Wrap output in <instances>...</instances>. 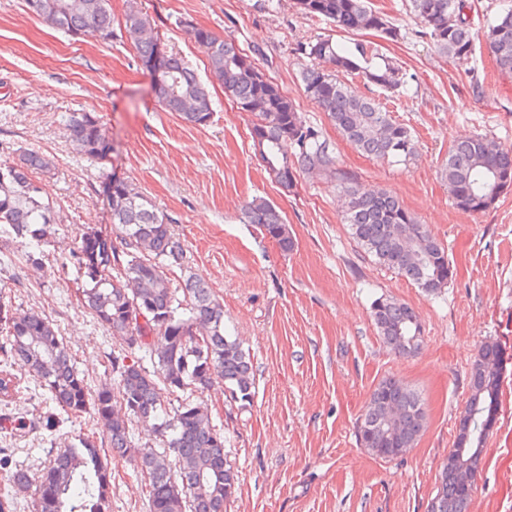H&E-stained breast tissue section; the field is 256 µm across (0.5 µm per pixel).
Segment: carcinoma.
<instances>
[{"instance_id":"carcinoma-1","label":"carcinoma","mask_w":512,"mask_h":512,"mask_svg":"<svg viewBox=\"0 0 512 512\" xmlns=\"http://www.w3.org/2000/svg\"><path fill=\"white\" fill-rule=\"evenodd\" d=\"M40 2L24 0L27 13L76 40L118 37L132 45L142 62L156 54L154 21L140 10L128 11L117 25L110 0H64L62 12L47 14L37 13ZM409 2L424 36L440 53L454 59L472 54L467 0ZM297 4L304 13L344 32L376 31L392 40L398 37L397 28L370 6V0H297ZM188 31L206 55L211 79L224 87V95L240 111L254 117L250 137L255 154L282 191L291 192L301 172L336 174V153L321 131L307 122L234 39L196 25ZM485 44L500 71L512 74V7L494 18ZM300 51L311 59L301 71L306 96L350 145L390 163L407 165L415 159L418 144L411 129L375 98L360 96L342 80L358 75L393 92L405 80L392 61L363 43L347 46L331 35L300 45ZM163 69L161 79H152L160 108L189 125H208L213 116L208 85L177 53L166 55ZM188 100L195 102L191 112L184 111ZM65 129L77 152L90 161H102L112 150L99 119L88 112L69 113ZM54 169L53 161L36 150L23 151L16 161L0 162V240L30 248L26 258L35 269L43 266V246L52 238L57 215L41 196L33 175ZM443 175L459 210L484 212L512 189V147L496 145L485 136L460 139L448 151ZM106 192L112 232L84 225L72 253L78 276L89 284L79 291V302L112 335L124 337L129 348L141 352L153 371L137 361L114 363L113 380L91 396L54 323L41 313L13 312L0 305V323L6 326V342L0 350L22 361L63 412L79 415L91 408L105 431L100 445L86 438L79 448L50 455L36 480L35 512H110L111 475L102 447L120 457L133 453L149 512H224L238 484V473L224 452V435L203 407L185 398L168 411L165 402L177 391L219 383L232 398L251 402L255 379L250 359L237 339L226 333L224 306L205 282L188 276L180 286L172 285L167 270L184 267L186 252L166 215L124 178L112 177ZM243 218L259 225L281 251L293 250L288 224L269 200L259 197L247 202ZM343 219L356 243L384 268L428 293L452 282L454 271L445 248L393 193L350 187ZM115 238L123 251L117 250ZM371 318L394 353L408 355L418 349L420 325L408 304L379 297L371 305ZM154 336L158 351L152 349ZM503 370L500 345L483 344L470 369V394L456 424L454 448L441 466L428 512H468L472 493L458 486L455 471L466 464L479 472L487 435L478 423L499 413ZM391 403L404 406L405 416L395 436L387 438L384 410ZM131 417L157 422L160 448L131 451ZM425 428L420 396L394 376L382 378L374 387L358 426L371 434L363 448H383L388 455L395 448L414 447Z\"/></svg>"}]
</instances>
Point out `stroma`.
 Returning <instances> with one entry per match:
<instances>
[{"mask_svg": "<svg viewBox=\"0 0 512 512\" xmlns=\"http://www.w3.org/2000/svg\"><path fill=\"white\" fill-rule=\"evenodd\" d=\"M115 19L132 8L155 21L167 51L207 77V59L178 23L187 18L235 39L267 76L318 127L337 156L335 176L300 174L283 194L251 148L250 117L220 85H211L213 117L194 127L156 104L152 81L129 44L76 41L31 17L24 0H0V160L36 150L57 167L36 176L60 222L42 270L23 247L0 248V301L36 310L57 327L90 391L112 377V360L133 361L131 350L77 303L81 283L70 262L79 228L111 232L104 187L112 175L136 184L171 220L187 249L188 270L224 306V326L249 353L256 394L245 405L222 386L196 391L224 435V452L239 475L226 512H428L447 459L455 422L469 396V372L480 346L501 345L507 359L500 410L490 433L469 512H512V190L486 212L458 210L442 169L460 138L481 134L512 146V74L499 70L483 35L501 0H469L477 39L472 56L455 60L420 33L407 0H372L399 29L396 40L366 32H333L302 14L296 0H110ZM378 47L407 74L406 86L386 92L350 78L360 94L378 99L418 140L407 166L366 157L342 139L305 95L302 43L320 35ZM73 111L97 115L112 153L93 163L65 135ZM359 184L391 191L447 251L454 280L434 294L377 265L342 222L345 189ZM273 201L295 241L282 252L258 225L241 220L253 197ZM408 303L423 328L414 354L389 351L370 319L374 299ZM20 389L0 403V491L16 512H33L34 485L16 487L14 470L37 476L51 449L100 439L92 412L70 417L55 408L24 367ZM402 379L424 401L427 426L405 455L381 459L356 434L374 386ZM35 422L19 431L17 420ZM112 512H148L134 463L113 457Z\"/></svg>", "mask_w": 512, "mask_h": 512, "instance_id": "1", "label": "stroma"}]
</instances>
